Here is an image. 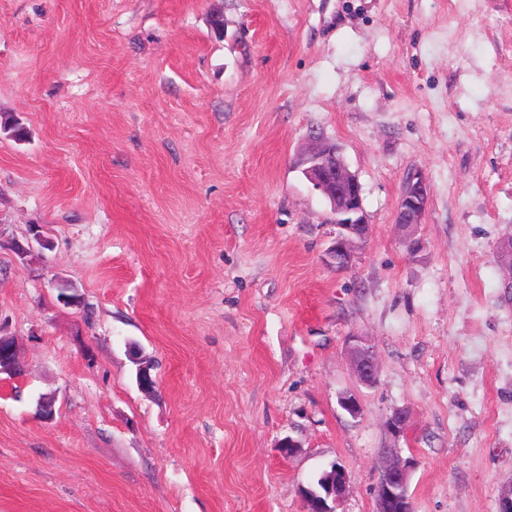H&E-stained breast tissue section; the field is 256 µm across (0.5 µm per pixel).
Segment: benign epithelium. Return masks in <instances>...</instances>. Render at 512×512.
Listing matches in <instances>:
<instances>
[{
  "label": "benign epithelium",
  "instance_id": "1",
  "mask_svg": "<svg viewBox=\"0 0 512 512\" xmlns=\"http://www.w3.org/2000/svg\"><path fill=\"white\" fill-rule=\"evenodd\" d=\"M303 173L330 202L331 222L338 234L329 258L338 268L349 266L354 252L367 238L362 186L350 172L337 148L319 138L308 141L301 158ZM429 199V187L424 176L416 171L405 184L395 221L405 237L421 223ZM347 353L354 373L361 384L372 386L379 373L377 354L368 340L359 335L347 339ZM19 365L18 340L0 332V374H11ZM411 462L399 457L396 449H388L383 457L376 487L375 512H414L409 495ZM325 491L303 497L305 512H337V507L350 491L349 477L342 468L326 474Z\"/></svg>",
  "mask_w": 512,
  "mask_h": 512
}]
</instances>
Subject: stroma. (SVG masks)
Here are the masks:
<instances>
[{
	"label": "stroma",
	"instance_id": "35a3bbf8",
	"mask_svg": "<svg viewBox=\"0 0 512 512\" xmlns=\"http://www.w3.org/2000/svg\"><path fill=\"white\" fill-rule=\"evenodd\" d=\"M0 115L28 131H0V328L23 365L0 375V512H304L335 464L338 512H375L394 447L414 512H498L512 0H0ZM312 132L362 186L370 233L344 269L299 162ZM34 226L51 249L17 256ZM429 199V187L424 176L416 171L405 184L397 208L395 221L406 238L417 224H421ZM346 348L352 368L360 383L373 386L379 373V362L373 346L364 336L353 334L348 337Z\"/></svg>",
	"mask_w": 512,
	"mask_h": 512
}]
</instances>
